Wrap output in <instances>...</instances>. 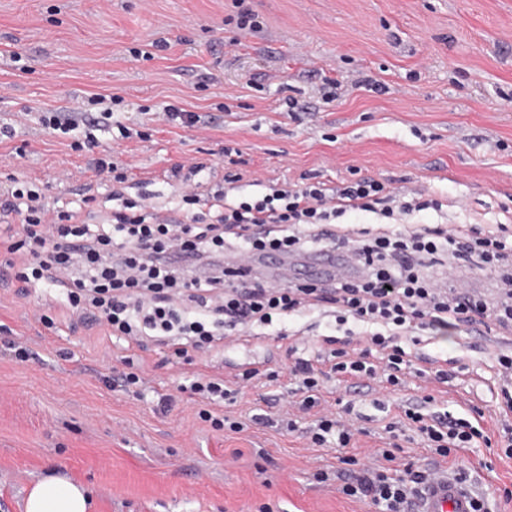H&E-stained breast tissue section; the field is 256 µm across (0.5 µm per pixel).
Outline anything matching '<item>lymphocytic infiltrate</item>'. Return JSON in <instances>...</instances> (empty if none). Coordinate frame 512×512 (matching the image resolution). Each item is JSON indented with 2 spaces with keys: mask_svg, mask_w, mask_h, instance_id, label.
I'll list each match as a JSON object with an SVG mask.
<instances>
[{
  "mask_svg": "<svg viewBox=\"0 0 512 512\" xmlns=\"http://www.w3.org/2000/svg\"><path fill=\"white\" fill-rule=\"evenodd\" d=\"M92 165L111 174L112 198L118 203L103 224L80 223L78 211L49 206L25 182L0 192V212L21 221L20 230L9 227L0 235L4 266L12 270L20 294L39 286L65 289V309L82 322L103 326L109 336L130 344L156 337L183 359L226 339L237 326L268 325L277 317L335 307L337 325L353 321L363 327L355 348L337 347L336 337L328 336L327 354L296 358L291 368L306 392L301 410L316 412L308 434L317 447L347 448L362 432L356 419L322 407L318 393L327 374L354 383L376 379L390 393L405 385L414 366L413 352L400 343L404 336L448 325L512 334V242L506 236L447 224L373 237L364 229L342 234L333 227L336 218L352 211L389 219L441 210L442 201L432 195L403 194L388 182L361 177L336 185L272 182L260 197L232 201L226 187L237 182V175L225 176L222 185L203 196L191 189L200 165L177 164L170 176L188 186L182 201L198 211L176 218L128 197L126 178L115 174L111 153L94 158ZM342 237L354 239L357 255L365 259L367 270L360 278L326 284L306 280L289 288L248 279L252 258L314 252L324 241ZM230 241L242 258L232 270L224 265ZM448 257L470 273L495 274L507 292L490 302L461 290L449 276H436V267ZM190 388L207 403L201 419L218 430L243 431V423H227L212 413L227 395L223 377L201 373ZM404 415L409 430L444 459L484 436L461 418L411 409ZM396 460L394 450L382 448L360 472L337 471L342 493L370 499L375 512H411L419 486L433 471L409 466L394 478L389 466Z\"/></svg>",
  "mask_w": 512,
  "mask_h": 512,
  "instance_id": "1",
  "label": "lymphocytic infiltrate"
}]
</instances>
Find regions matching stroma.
I'll list each match as a JSON object with an SVG mask.
<instances>
[{"instance_id": "stroma-1", "label": "stroma", "mask_w": 512, "mask_h": 512, "mask_svg": "<svg viewBox=\"0 0 512 512\" xmlns=\"http://www.w3.org/2000/svg\"><path fill=\"white\" fill-rule=\"evenodd\" d=\"M256 30L225 25L234 0H0V182H35L49 202L95 195L82 212L101 224L112 208V179L90 168L84 130L59 137L43 112L86 108L111 113L132 131L99 134L144 195L177 215L184 189L168 176L178 163L203 164L208 190L239 175L237 198L268 181L352 175L393 181L445 199L447 207L402 216L406 225L477 224L512 229V0H246ZM166 41V49L155 41ZM371 75L385 92L358 88ZM342 78L335 101L324 78ZM172 104L202 116L188 129L164 120ZM242 162L229 164L225 148ZM61 290L18 294L0 283V512H23L27 489L63 474L81 482L91 512H374L367 500L318 485L317 470L340 457L366 462L395 425L398 461L423 467L432 456L398 421L431 396L428 411L470 418L479 406L491 444L461 450L455 469L489 512H512V459L496 446L501 399L493 366L512 338L450 326L418 346L421 376L389 395L331 378L321 393L333 410L352 407L365 435L354 448L311 446L300 418L275 427L301 400L294 356L314 357L336 333L332 314L310 312L241 331L235 341L197 353L192 363L152 341L129 346L60 310ZM34 359L7 355L8 343ZM297 354H290V346ZM143 366V396L107 389L104 377ZM454 360L455 376L433 379L432 360ZM256 368L260 378L239 376ZM225 378L231 396L220 415L245 431L214 430L200 399L181 390L193 372ZM172 395L168 410L160 396ZM267 414L270 425L250 418Z\"/></svg>"}]
</instances>
